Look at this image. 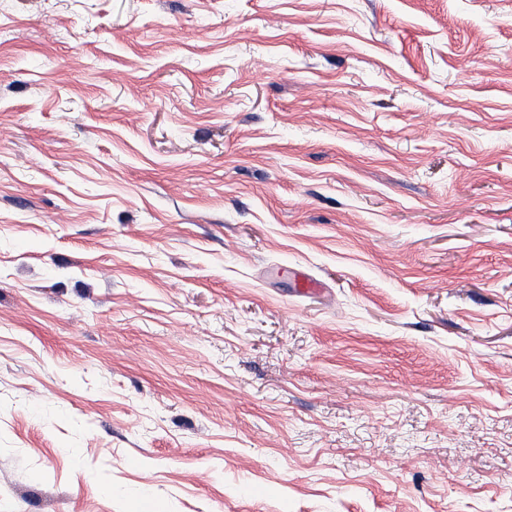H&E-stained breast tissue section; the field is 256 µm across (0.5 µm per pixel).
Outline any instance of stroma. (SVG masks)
I'll use <instances>...</instances> for the list:
<instances>
[{
	"mask_svg": "<svg viewBox=\"0 0 512 512\" xmlns=\"http://www.w3.org/2000/svg\"><path fill=\"white\" fill-rule=\"evenodd\" d=\"M1 28L0 512H512V0Z\"/></svg>",
	"mask_w": 512,
	"mask_h": 512,
	"instance_id": "35a3bbf8",
	"label": "stroma"
}]
</instances>
